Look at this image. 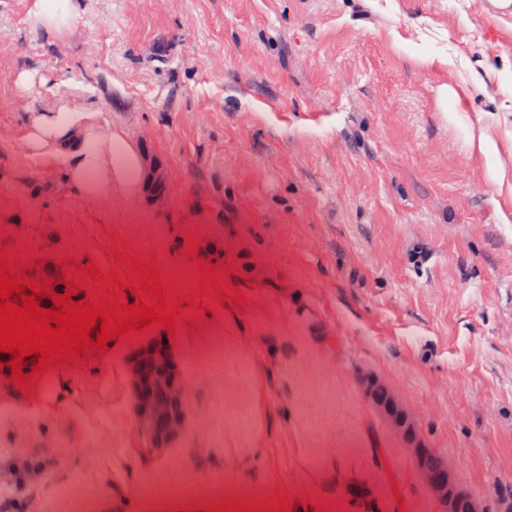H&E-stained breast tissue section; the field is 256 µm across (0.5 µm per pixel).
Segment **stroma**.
I'll use <instances>...</instances> for the list:
<instances>
[{
  "label": "stroma",
  "mask_w": 512,
  "mask_h": 512,
  "mask_svg": "<svg viewBox=\"0 0 512 512\" xmlns=\"http://www.w3.org/2000/svg\"><path fill=\"white\" fill-rule=\"evenodd\" d=\"M0 0V254L64 292L127 250L189 295L169 335L186 434L141 456L107 342L22 390L0 352V501L24 512H439L358 379H385L489 512L512 500V18L480 0H78L69 31ZM446 57L443 65L427 63ZM30 72L21 84L17 76ZM93 112L166 175L164 204L85 201L29 150L33 112ZM486 132L495 183L469 140ZM476 148L485 157L489 167L496 172L495 181L502 182L505 178V171L498 167V146L496 143L488 137L481 135L478 138Z\"/></svg>",
  "instance_id": "1"
}]
</instances>
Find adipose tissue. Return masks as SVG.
Returning a JSON list of instances; mask_svg holds the SVG:
<instances>
[{"label":"adipose tissue","instance_id":"adipose-tissue-1","mask_svg":"<svg viewBox=\"0 0 512 512\" xmlns=\"http://www.w3.org/2000/svg\"><path fill=\"white\" fill-rule=\"evenodd\" d=\"M75 10V0H34L30 19L39 31L59 36ZM28 145L60 161L73 191L83 199L132 197L140 191V151L120 134L99 137L93 113H30Z\"/></svg>","mask_w":512,"mask_h":512}]
</instances>
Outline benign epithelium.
<instances>
[{"label":"benign epithelium","mask_w":512,"mask_h":512,"mask_svg":"<svg viewBox=\"0 0 512 512\" xmlns=\"http://www.w3.org/2000/svg\"><path fill=\"white\" fill-rule=\"evenodd\" d=\"M145 178L149 184L165 181L157 160L146 158ZM153 363L157 371L150 377L139 372L142 362ZM125 373L131 387V412L135 429L152 454L168 448L185 431L188 419L189 381L181 374L177 353L173 346L155 340H146L132 349L125 361ZM384 383L379 376L362 377L363 391L376 414L405 443L414 459H419L427 446L421 436L418 417L405 407L395 394L379 400L376 385ZM164 393L181 402L174 409L158 398ZM415 476L428 493L439 502L442 512H488L483 500L475 497L457 477L455 465L441 457L439 469L429 472L415 468Z\"/></svg>","instance_id":"benign-epithelium-1"}]
</instances>
